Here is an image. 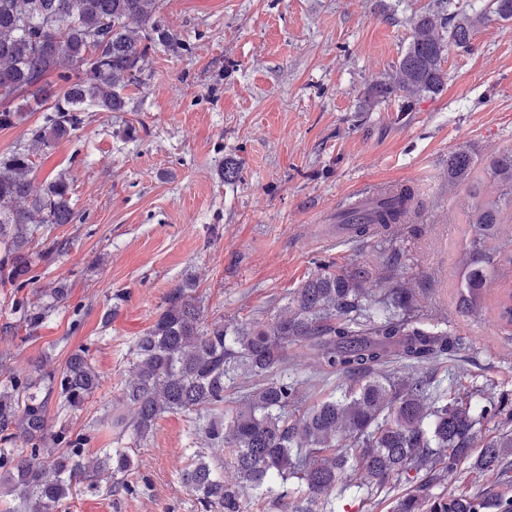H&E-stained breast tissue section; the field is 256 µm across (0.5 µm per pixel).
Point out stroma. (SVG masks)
<instances>
[{"mask_svg":"<svg viewBox=\"0 0 512 512\" xmlns=\"http://www.w3.org/2000/svg\"><path fill=\"white\" fill-rule=\"evenodd\" d=\"M486 0H162L180 47L152 57L121 112L89 113L70 138L37 161L32 189L66 172L77 219L48 225L42 238L70 242L39 266L37 285L70 290L33 335L2 332L18 321L13 290L0 287V389L25 378L35 362L60 370L87 340L101 385L82 408L51 401L53 426L92 431L85 453L95 464L109 448H134L114 493L75 492L58 512H201L179 479L193 455L223 467V447L181 414L158 419L141 441L110 418L133 371L137 336L157 318L165 294L191 277L207 314L234 325L280 313L290 293L316 273V260L370 263L367 288L380 293L390 273L415 288L420 312L447 323L469 348L452 365L457 384H490L512 393V334L494 310L512 271L495 273L482 311L455 306L457 268L471 230L466 186L448 183V157L469 151L478 166L512 148V22L488 21L472 51L449 48L442 92L402 107L361 111L365 88L383 78L406 49L410 23L424 11L454 15ZM22 118L0 130V154L27 143L43 121L19 97ZM240 166L234 183L220 169ZM416 187L423 209L402 225L388 253L342 237L336 208L364 183ZM114 310L110 324L102 316ZM78 331H71L73 320Z\"/></svg>","mask_w":512,"mask_h":512,"instance_id":"35a3bbf8","label":"stroma"}]
</instances>
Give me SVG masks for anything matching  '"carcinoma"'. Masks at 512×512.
Segmentation results:
<instances>
[{
  "label": "carcinoma",
  "mask_w": 512,
  "mask_h": 512,
  "mask_svg": "<svg viewBox=\"0 0 512 512\" xmlns=\"http://www.w3.org/2000/svg\"><path fill=\"white\" fill-rule=\"evenodd\" d=\"M512 20V0L450 21L435 12L416 16L410 41L394 69L372 83L362 99L371 112L392 99L406 103L442 91L448 47L469 49L476 28L491 19ZM160 0H0V129L14 126L20 112L11 103L22 92L46 95L44 124L26 145L0 155V282L20 291L36 280L34 270L51 263L69 245L43 239L29 246L46 224L76 219L69 179L58 173L32 193L36 162L54 143L84 123V113L122 112L126 91L141 83L145 64L161 48L175 49ZM64 88L48 94L49 76ZM467 151L448 157V182L474 178ZM503 188L495 199L477 201L469 223L476 232L458 274L462 313L481 308L491 270L512 266V253L487 252L497 235L503 206L512 207V149L483 168ZM400 206L381 207L365 221H350L356 239L393 236L409 203L421 205L412 186H403ZM373 267L362 263L316 274L295 289L284 312L269 322L230 326L208 316L186 279L164 297L157 319L134 346V374L123 387L131 420L116 425L138 439L165 414L205 421V437L229 449L235 477L261 492L296 485L307 507L301 512H336V497L371 495L416 478L414 489L397 497L391 512H512V497L492 488L434 493L449 478L472 470L492 472L512 484V395L485 385L461 388L448 382L447 363L466 348L455 332L423 321L415 289L397 280L380 296L366 292ZM69 298L68 288L50 282L22 302L19 321L31 332ZM313 354L318 371L336 378L325 397L307 402L301 382L288 373L293 348ZM92 342L72 353L59 372L41 374L45 390L24 381L0 390V481L19 500L14 512H53L82 485L96 487L83 463L92 436L64 427L55 431L48 404L82 407L100 387L91 363ZM446 365L444 377L428 365ZM494 435L475 449L482 426ZM23 440L24 447L15 443ZM131 448H114L97 468L124 475ZM203 512H240L237 484L197 457L182 470Z\"/></svg>",
  "instance_id": "carcinoma-1"
}]
</instances>
